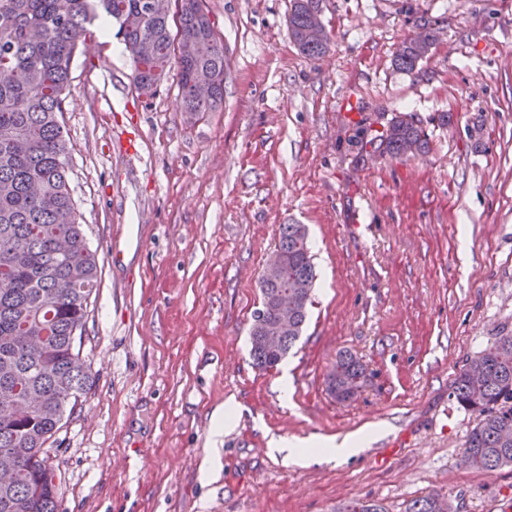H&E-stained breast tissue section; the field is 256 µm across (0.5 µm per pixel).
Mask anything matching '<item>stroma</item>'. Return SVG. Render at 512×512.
Instances as JSON below:
<instances>
[{"instance_id":"1","label":"stroma","mask_w":512,"mask_h":512,"mask_svg":"<svg viewBox=\"0 0 512 512\" xmlns=\"http://www.w3.org/2000/svg\"><path fill=\"white\" fill-rule=\"evenodd\" d=\"M291 4L205 0L224 45L210 112L184 111L176 69L147 96L128 52L96 36L74 54L70 186L99 281L91 384L48 443L63 512H406L432 491L512 512V467L462 465L479 418L451 395L512 335V0H322L317 60L291 40ZM424 29L429 55L397 69ZM401 113L427 153L375 151ZM283 224L307 226L317 279L300 340L263 370L249 330ZM344 353L366 378L340 402L327 377ZM372 426L339 462L270 445ZM424 41L417 42L415 39L417 38V34H414L411 39L412 41L401 44L398 48V52L400 49L402 51L394 56V64L395 66L403 71L411 72L417 67L420 61L427 57L429 51L435 42L434 31L432 30H424ZM430 48V49H429Z\"/></svg>"}]
</instances>
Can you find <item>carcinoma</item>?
Listing matches in <instances>:
<instances>
[{"label":"carcinoma","mask_w":512,"mask_h":512,"mask_svg":"<svg viewBox=\"0 0 512 512\" xmlns=\"http://www.w3.org/2000/svg\"><path fill=\"white\" fill-rule=\"evenodd\" d=\"M320 12L321 0H292L288 14L290 36L310 59L329 48V37L304 35ZM102 14L118 25L133 55L138 89L155 91L175 65L186 111L207 112L224 99V45L203 0H0V512H60L56 465L46 444L89 385L77 342L98 264L69 185L63 94L78 42ZM434 42V31H424V41H409L394 56L395 66L414 71ZM427 145L413 117L402 114L390 119L378 148L397 156ZM276 251L285 255L286 266L279 281L261 279V308L250 329L253 362L266 370L300 339L316 280L305 225H280ZM282 307L288 308V330L271 349L264 329ZM475 362L484 368L482 383L462 371L452 384L456 403L480 416L462 463L512 466V335L500 337ZM365 377L363 365L344 356L328 375V389L336 400L348 401ZM406 512L455 509L447 496L430 492Z\"/></svg>","instance_id":"obj_1"}]
</instances>
